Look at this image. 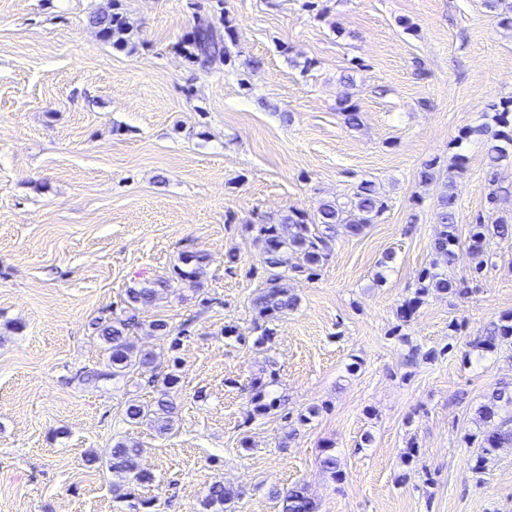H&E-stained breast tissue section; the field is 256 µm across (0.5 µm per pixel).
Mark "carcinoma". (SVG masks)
I'll use <instances>...</instances> for the list:
<instances>
[{
  "label": "carcinoma",
  "instance_id": "carcinoma-1",
  "mask_svg": "<svg viewBox=\"0 0 512 512\" xmlns=\"http://www.w3.org/2000/svg\"><path fill=\"white\" fill-rule=\"evenodd\" d=\"M90 24L106 42L119 44L130 39L132 31L123 17L105 8L90 17ZM195 57L210 63L224 57V39L209 25L197 27L193 37ZM337 109L343 113L350 127L359 124L360 115L350 96L339 98ZM483 143L489 158L490 168L512 160V104L504 105L486 117V121L467 128L458 136L455 145L462 147L467 141ZM466 156L455 153L446 167L448 192L438 197L437 218L439 228L431 243V260L418 274V288L414 296L401 306L400 321L403 323L417 312L432 295H449L462 298L469 293L468 283L482 276L488 265L491 241H512V219L503 216L486 222L480 215L475 223L468 225V245L472 255L478 258L469 269L468 276L452 278L448 269L456 259L460 245L456 229L457 179L465 168ZM386 204L371 181L361 183L354 193L350 207L332 201L320 204L316 214L290 211L275 221L252 224L247 228L253 244L261 255L263 282L251 300L255 312L252 332L256 334L254 345L259 347L274 336V322L298 307V297L288 288V279L303 277L313 280L318 276L325 261L333 252L341 235H359L385 210ZM205 256L197 252H185L181 264L175 266L168 278L144 279L136 286L125 290L123 315L96 323L97 335L103 343L107 357L101 365L87 368L72 377L83 386H97L105 382H116L126 377L135 368H151L155 363L153 353L137 348L131 339L140 325L138 311L159 298L173 283H188L196 289L202 288L201 274ZM150 331L169 340V349L179 350L185 337L186 325L172 326L164 319L149 324ZM470 352L480 360L501 352L512 353V313L504 314L490 323L484 332L470 338ZM178 357H172L171 370L157 380L160 382L159 398L150 404L136 400L125 403L124 420L146 423L156 433L166 435L173 429L175 396L180 377L177 374ZM268 383L256 377L244 387L247 393V416L251 420L267 415L274 407L284 406L282 400L267 392ZM477 418L494 424L491 430H481L468 435V444L476 449L474 470L482 472L487 463L496 457L499 449L512 446V383L502 382L488 393L475 409ZM143 448L137 442L119 438L112 446L106 469L112 474V487L118 492L129 484L145 486L153 483V473L142 463ZM279 504V512H316L317 505L308 495L303 484H294L286 489L272 491ZM241 492L222 482H214L202 501L203 512H226V506L239 499Z\"/></svg>",
  "mask_w": 512,
  "mask_h": 512
}]
</instances>
